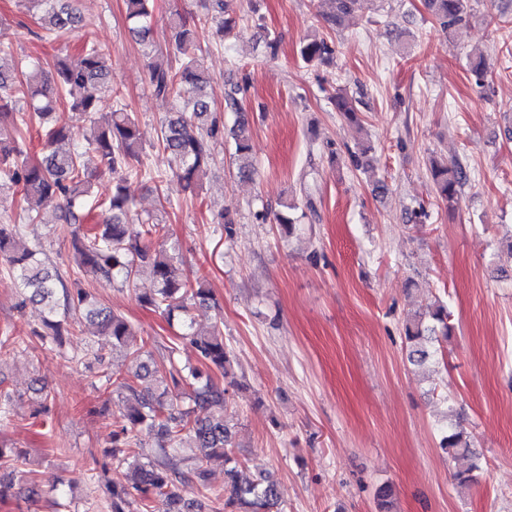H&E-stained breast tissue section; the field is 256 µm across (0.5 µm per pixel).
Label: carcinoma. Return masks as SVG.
<instances>
[{
	"label": "carcinoma",
	"mask_w": 512,
	"mask_h": 512,
	"mask_svg": "<svg viewBox=\"0 0 512 512\" xmlns=\"http://www.w3.org/2000/svg\"><path fill=\"white\" fill-rule=\"evenodd\" d=\"M40 14L43 40L55 41L75 29L82 21L81 0H24ZM330 10L322 14L323 22L331 29L343 19L361 9L367 0H327ZM476 0H424L433 18L449 31L468 18ZM131 32L147 46L151 35L154 0H125ZM197 29L187 25L182 16L169 24L168 49L179 57V67L163 65L153 52L146 53L150 86L158 96H174L179 101L177 111L170 113L161 125L159 146L170 154L174 166L165 181L174 182L183 192H194L203 168L212 160V143L224 139V126L213 115L205 88L208 76L195 57ZM79 63L68 58L56 59L52 69L45 70L33 61L11 58L10 67L3 65L0 56V180L22 187L27 203L28 219L40 218L41 206L60 199L66 212L75 209L92 211L100 203L91 189L84 169L83 156L93 152L101 164L115 175L112 197L103 213L102 224L73 234L74 263L79 271L95 278L118 282L125 287L134 284L138 264H150L157 288L140 301L171 315L179 312L182 332L179 338L189 341L208 368L214 367L229 375L233 366L232 351L224 345L218 326L200 327L193 310L207 308L213 301L211 290L202 279H186L174 264V258L164 250L155 251L150 239L156 225L149 224L143 238L134 239L128 233L133 223L132 198L128 193L127 174L130 160L139 158L140 132L134 114L117 103L112 111L102 112L104 99L114 92L112 74L106 65L105 54L94 44L80 48ZM308 63H327L333 59V41L315 33L299 50ZM469 70L478 86L484 84L488 66L483 55L469 61ZM81 113L90 123L91 136L86 143L61 151L58 144L68 138L67 127L57 122L54 113L59 100ZM335 110L348 121L361 125L355 100L344 92L330 97ZM30 112L43 122L44 153L32 160L24 148L23 128L27 125L22 113ZM234 155L238 159L237 175L243 179L254 176L256 168L250 159V135L245 122L231 130ZM466 172L460 163L448 165L430 158V192L436 199L453 209L460 203ZM24 229L20 224H0V260L9 265L18 288L21 302L42 305L46 331L36 333L41 341L62 343L63 324L71 319H86L98 327V334L112 343V350L123 349L135 358L145 353L143 347L130 349L131 323L121 314L99 304L89 291L73 281L67 285L55 267L38 258L39 243H21ZM448 306L438 303L409 319L404 328L408 359L422 365L431 357L430 344L439 335L451 334ZM176 348L168 349L169 375L146 359L140 363L134 378L113 381L116 391L125 394L126 405L121 428L112 433V464L124 469L129 484L112 486V512H149L154 496L169 502L168 512H184V494L201 497L209 494L207 470L204 463L224 460V508L228 512H282L276 482L267 476L247 473L245 465L231 448L232 431L224 419L226 389L215 383L199 369L186 374H174ZM160 375L161 390L143 393L134 380ZM172 378L173 385L166 383ZM180 385L192 388L194 409H182L172 388ZM155 435L159 451L196 448L193 466L186 470L173 469L155 452H146L142 435ZM472 436L460 426L444 431L439 448L448 456L471 455Z\"/></svg>",
	"instance_id": "obj_1"
}]
</instances>
